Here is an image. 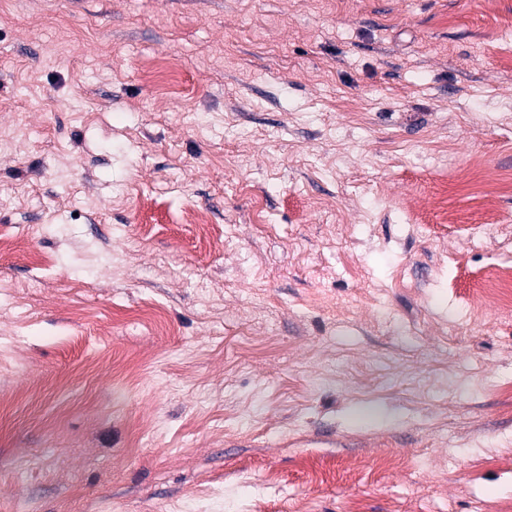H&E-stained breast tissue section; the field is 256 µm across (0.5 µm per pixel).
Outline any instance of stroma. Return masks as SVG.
Masks as SVG:
<instances>
[{
    "mask_svg": "<svg viewBox=\"0 0 512 512\" xmlns=\"http://www.w3.org/2000/svg\"><path fill=\"white\" fill-rule=\"evenodd\" d=\"M510 266L512 0H0V512H512ZM488 293L499 297L504 305H512V270L504 269L497 271L488 283Z\"/></svg>",
    "mask_w": 512,
    "mask_h": 512,
    "instance_id": "1",
    "label": "stroma"
}]
</instances>
